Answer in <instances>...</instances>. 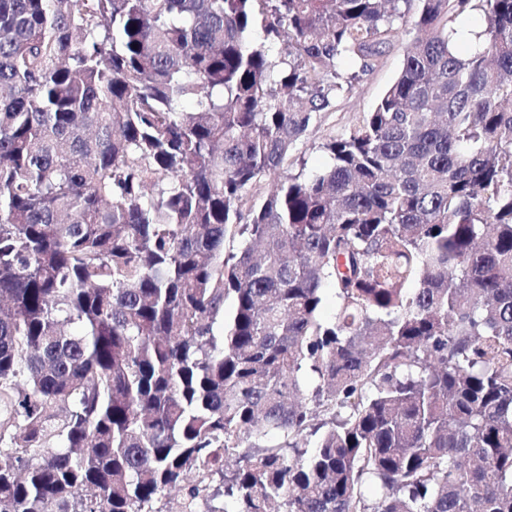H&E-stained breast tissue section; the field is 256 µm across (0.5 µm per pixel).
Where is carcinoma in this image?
I'll return each mask as SVG.
<instances>
[{
	"mask_svg": "<svg viewBox=\"0 0 512 512\" xmlns=\"http://www.w3.org/2000/svg\"><path fill=\"white\" fill-rule=\"evenodd\" d=\"M193 477L207 512H512V0H0V512ZM402 54V49L390 52L378 68L363 76L351 93L338 100L336 111L327 114L321 124L305 137L298 146L297 154L304 158L309 172L321 169L327 162L325 153L319 148L321 142L330 137H340L364 112L372 109L381 93L396 76Z\"/></svg>",
	"mask_w": 512,
	"mask_h": 512,
	"instance_id": "1",
	"label": "carcinoma"
}]
</instances>
